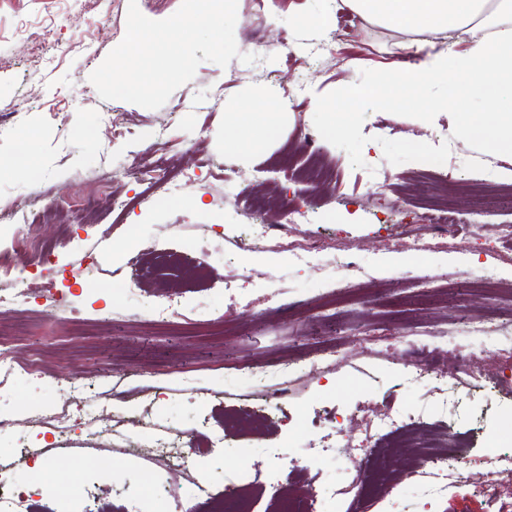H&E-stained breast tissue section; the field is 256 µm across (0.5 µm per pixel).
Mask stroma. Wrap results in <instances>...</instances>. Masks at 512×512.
Segmentation results:
<instances>
[{
  "label": "stroma",
  "instance_id": "1",
  "mask_svg": "<svg viewBox=\"0 0 512 512\" xmlns=\"http://www.w3.org/2000/svg\"><path fill=\"white\" fill-rule=\"evenodd\" d=\"M163 20L181 0H0V115L15 132L0 138V206L31 211L29 223L0 221V252L15 267L0 274V297L23 284L30 303L24 330L5 334L14 360L37 364L0 392V413L13 427L0 435V467L7 486L32 499L33 512H77L52 484L88 483L92 512H125L139 495L152 512H235L246 497L250 512H283L291 488L336 485L344 468L384 477L390 499L410 512H497L512 500V476L499 473L496 457L512 448V342L502 339L474 352L472 371L487 380L482 391L459 389L469 441L465 467L471 480L446 497L425 502L406 483L412 454L367 442L362 423L387 402L412 416L442 414L433 396L438 378L455 380L459 314L486 325L512 319V297L491 299L468 288L465 277L498 267L512 281V244L486 249L502 224H512V204L478 207L468 186L490 181L511 186L512 161L488 155L465 138L452 115L425 126L431 95L394 109L380 99L359 104L353 131L332 133L311 114L314 95L333 97L350 83L368 82L383 67L416 60L412 35L358 18L344 27L312 26L320 0H238L235 39L253 64L202 62L194 78L157 109L102 99L89 80L95 66L124 38L127 10ZM271 99L283 114L278 138L245 158L224 144L226 112ZM127 135L110 139V122ZM163 144L174 170L207 159L211 171L178 180L172 191H154L142 169ZM43 173L30 182L27 161ZM453 175L466 186L452 201L461 222L454 236H427L418 246L410 227L418 206L430 200L429 176ZM378 177L380 195L363 196L359 184ZM130 199L112 206L114 194ZM272 205L261 220L287 223L286 203L307 210V223L287 238L256 244L248 227L259 218L248 204L256 196ZM100 201L88 224H52L45 206L80 210L86 197ZM482 227L474 240L468 227ZM315 239L323 249L296 262L287 241ZM354 256L349 279L354 300L321 301L334 262ZM62 296L74 325L44 306L47 291ZM175 305L171 323L149 322V305ZM447 337L430 367L412 379L406 367L409 340ZM331 353V367L312 371ZM288 357L303 370L270 385L261 370ZM86 378L81 404L72 379ZM73 406L69 428L45 427L50 408ZM341 422L347 459L329 455L317 469L289 471L304 459L312 439L330 434V416ZM206 422L223 435L224 450L158 462L143 443L154 434L178 438ZM111 429L96 438L90 427ZM51 443L52 452L37 454ZM110 460L111 469L79 472L75 461ZM45 470L40 483L33 468ZM208 482L214 500L192 494ZM496 485L499 502L475 485ZM387 501L358 487L323 498L314 512H386Z\"/></svg>",
  "mask_w": 512,
  "mask_h": 512
}]
</instances>
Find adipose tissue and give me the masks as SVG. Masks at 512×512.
<instances>
[{
    "instance_id": "1",
    "label": "adipose tissue",
    "mask_w": 512,
    "mask_h": 512,
    "mask_svg": "<svg viewBox=\"0 0 512 512\" xmlns=\"http://www.w3.org/2000/svg\"><path fill=\"white\" fill-rule=\"evenodd\" d=\"M350 8L367 19L419 35L424 60L399 64L374 81L347 85L332 100H317L315 112L332 131H351L357 104L376 95L393 107L420 97L432 85L445 87L443 100L421 113L431 122L449 103L477 96L491 107L485 112H459L455 119L467 137L499 157H512V106H495L503 91L512 92V0H348ZM474 33L462 52L436 48L433 35ZM281 114L275 106L256 104L224 120V139L244 157L277 137Z\"/></svg>"
}]
</instances>
